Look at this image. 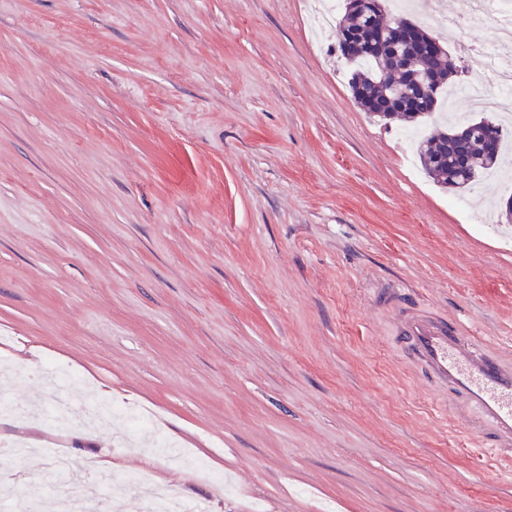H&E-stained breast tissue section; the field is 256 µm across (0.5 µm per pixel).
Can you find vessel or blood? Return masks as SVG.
<instances>
[{"label":"vessel or blood","instance_id":"vessel-or-blood-1","mask_svg":"<svg viewBox=\"0 0 512 512\" xmlns=\"http://www.w3.org/2000/svg\"><path fill=\"white\" fill-rule=\"evenodd\" d=\"M375 303L390 315L408 365L449 396L458 422L470 432L490 428L493 450L512 459V357L447 317L410 305L395 287L376 289Z\"/></svg>","mask_w":512,"mask_h":512}]
</instances>
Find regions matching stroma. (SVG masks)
I'll list each match as a JSON object with an SVG mask.
<instances>
[{
  "label": "stroma",
  "instance_id": "35a3bbf8",
  "mask_svg": "<svg viewBox=\"0 0 512 512\" xmlns=\"http://www.w3.org/2000/svg\"><path fill=\"white\" fill-rule=\"evenodd\" d=\"M447 36L482 76L460 45L492 27ZM336 41L304 0H0V360L25 368L4 398L46 404L54 361L85 412L120 408L62 434L0 419L33 447L0 455L41 490L27 512L64 506L56 448L114 455L124 512L145 454L209 512H512V460L371 310L396 283L512 356V228L470 218L512 186L433 183Z\"/></svg>",
  "mask_w": 512,
  "mask_h": 512
}]
</instances>
